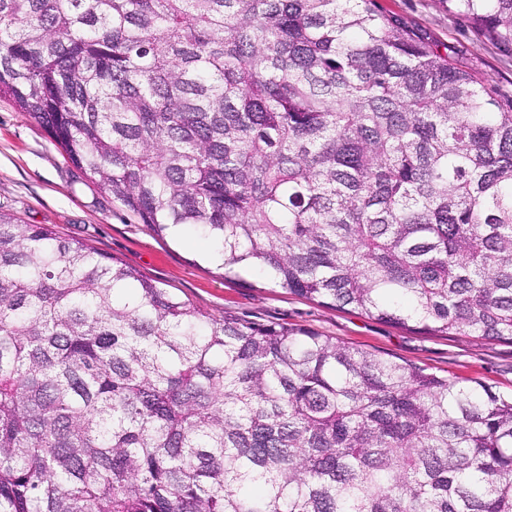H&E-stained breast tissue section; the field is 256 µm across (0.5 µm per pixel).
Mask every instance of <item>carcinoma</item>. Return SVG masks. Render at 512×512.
Segmentation results:
<instances>
[{
  "instance_id": "cac0c4a2",
  "label": "carcinoma",
  "mask_w": 512,
  "mask_h": 512,
  "mask_svg": "<svg viewBox=\"0 0 512 512\" xmlns=\"http://www.w3.org/2000/svg\"><path fill=\"white\" fill-rule=\"evenodd\" d=\"M2 96L230 272L512 343V93L376 0H0ZM0 512H512V398L0 214Z\"/></svg>"
}]
</instances>
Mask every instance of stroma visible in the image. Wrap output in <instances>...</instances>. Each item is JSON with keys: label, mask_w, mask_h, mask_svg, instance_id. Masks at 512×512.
Returning <instances> with one entry per match:
<instances>
[{"label": "stroma", "mask_w": 512, "mask_h": 512, "mask_svg": "<svg viewBox=\"0 0 512 512\" xmlns=\"http://www.w3.org/2000/svg\"><path fill=\"white\" fill-rule=\"evenodd\" d=\"M406 26L448 48L483 81L512 89V55L488 41L444 0H377ZM0 213L47 224L152 279L215 317L288 324L388 353L441 375L475 378L512 396V344L474 336H433L332 309L249 270L226 274L208 263L192 233L159 238L67 161L49 134L0 97Z\"/></svg>", "instance_id": "obj_1"}]
</instances>
